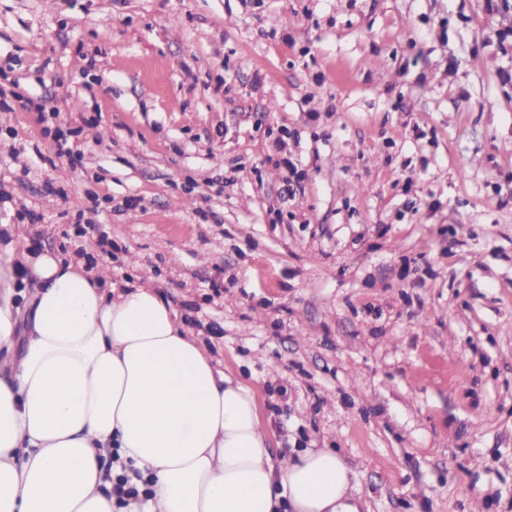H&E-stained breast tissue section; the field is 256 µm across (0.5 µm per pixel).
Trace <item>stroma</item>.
<instances>
[{
    "mask_svg": "<svg viewBox=\"0 0 512 512\" xmlns=\"http://www.w3.org/2000/svg\"><path fill=\"white\" fill-rule=\"evenodd\" d=\"M1 88L0 225L160 288L273 461L512 512V0H0Z\"/></svg>",
    "mask_w": 512,
    "mask_h": 512,
    "instance_id": "1",
    "label": "stroma"
}]
</instances>
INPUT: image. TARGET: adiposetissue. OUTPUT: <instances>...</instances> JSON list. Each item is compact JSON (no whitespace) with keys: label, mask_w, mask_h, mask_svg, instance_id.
Masks as SVG:
<instances>
[{"label":"adipose tissue","mask_w":512,"mask_h":512,"mask_svg":"<svg viewBox=\"0 0 512 512\" xmlns=\"http://www.w3.org/2000/svg\"><path fill=\"white\" fill-rule=\"evenodd\" d=\"M108 281L0 245V512H359L334 449L272 463L249 388L157 288Z\"/></svg>","instance_id":"1"}]
</instances>
